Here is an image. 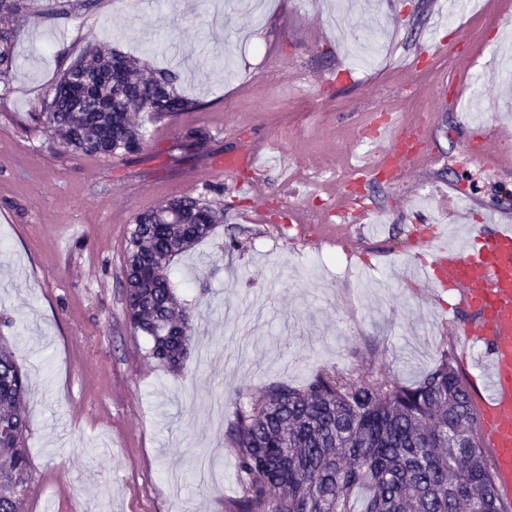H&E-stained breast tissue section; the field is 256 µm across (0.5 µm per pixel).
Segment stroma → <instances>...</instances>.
Returning <instances> with one entry per match:
<instances>
[{
  "instance_id": "stroma-1",
  "label": "stroma",
  "mask_w": 512,
  "mask_h": 512,
  "mask_svg": "<svg viewBox=\"0 0 512 512\" xmlns=\"http://www.w3.org/2000/svg\"><path fill=\"white\" fill-rule=\"evenodd\" d=\"M57 3L24 0L14 73L0 83V343L30 384L34 480L21 512H224L239 491L229 425L264 386L300 387L324 367L359 378L370 366L410 385L445 353L473 375L447 306L412 280L424 255L413 231L424 217L464 246L486 209L512 207V170L476 164L456 121L468 111L492 121L491 96L512 107V85L485 82L512 71V0L497 16L443 0L440 28L431 0H365L353 14L345 0H97L61 15ZM99 42L176 70L200 103L149 126L147 150L128 160L62 154L25 131L62 70ZM400 43L428 70L423 94L392 62ZM440 43L475 54L463 89ZM391 110L424 114L429 163L395 184L347 180L387 226L381 238L354 231L350 261L342 245L317 246L314 225L294 227L293 211L325 207L370 148L362 128ZM187 125L212 138L177 163L168 149ZM229 150L269 165L224 172ZM242 180L263 184L264 202L241 193ZM449 181L486 203L468 224L440 195ZM182 193L223 208L224 222L169 271L194 316L173 372L127 325L121 283L135 215Z\"/></svg>"
}]
</instances>
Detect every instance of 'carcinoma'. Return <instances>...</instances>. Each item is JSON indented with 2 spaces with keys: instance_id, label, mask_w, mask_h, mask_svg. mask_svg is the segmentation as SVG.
Here are the masks:
<instances>
[{
  "instance_id": "obj_1",
  "label": "carcinoma",
  "mask_w": 512,
  "mask_h": 512,
  "mask_svg": "<svg viewBox=\"0 0 512 512\" xmlns=\"http://www.w3.org/2000/svg\"><path fill=\"white\" fill-rule=\"evenodd\" d=\"M22 0H0V82L15 58L12 17ZM178 73L147 70L139 59L97 44L71 63L30 131L46 133L62 152L124 159L146 146L145 122L162 123L199 104L177 89ZM211 139L202 127L181 130L178 147L197 151ZM224 223V209L183 194L138 214L125 246L126 315L152 339L151 356L170 370L188 355L193 316L168 272ZM28 379L0 344V512H19L33 481L22 448ZM477 413L448 355L417 383L378 376L355 380L322 369L301 387L271 383L237 408L229 438L237 451L239 495L225 512H355L353 493L368 489L361 512H503Z\"/></svg>"
}]
</instances>
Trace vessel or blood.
Returning <instances> with one entry per match:
<instances>
[{
	"label": "vessel or blood",
	"mask_w": 512,
	"mask_h": 512,
	"mask_svg": "<svg viewBox=\"0 0 512 512\" xmlns=\"http://www.w3.org/2000/svg\"><path fill=\"white\" fill-rule=\"evenodd\" d=\"M387 145L381 156L395 174L421 165L426 154L421 142L406 136L414 122L407 116L388 114ZM466 145L476 146L477 162L487 168L512 170V153L500 141L512 135L503 125L487 129L484 123L463 121ZM370 212L363 199L337 191L327 213L335 224H318V243L336 240L337 228L364 223ZM476 245L462 248L448 242L436 229L421 232L420 242L429 258L417 272L425 287L448 292L459 310H471L475 319L450 317V334L463 349L486 347L484 374L472 378L470 391L480 418L479 441L488 448L501 502H512V211L494 210L490 225L470 229Z\"/></svg>",
	"instance_id": "1"
}]
</instances>
